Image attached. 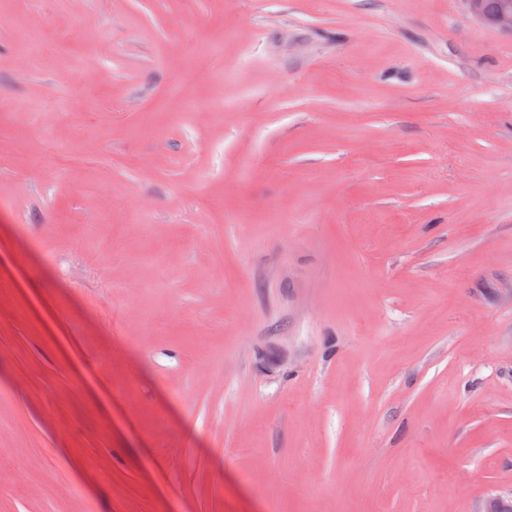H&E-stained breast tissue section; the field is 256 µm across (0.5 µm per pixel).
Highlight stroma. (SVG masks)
Listing matches in <instances>:
<instances>
[{"mask_svg":"<svg viewBox=\"0 0 512 512\" xmlns=\"http://www.w3.org/2000/svg\"><path fill=\"white\" fill-rule=\"evenodd\" d=\"M1 275L0 512H483L512 33L467 0H0Z\"/></svg>","mask_w":512,"mask_h":512,"instance_id":"1","label":"stroma"}]
</instances>
